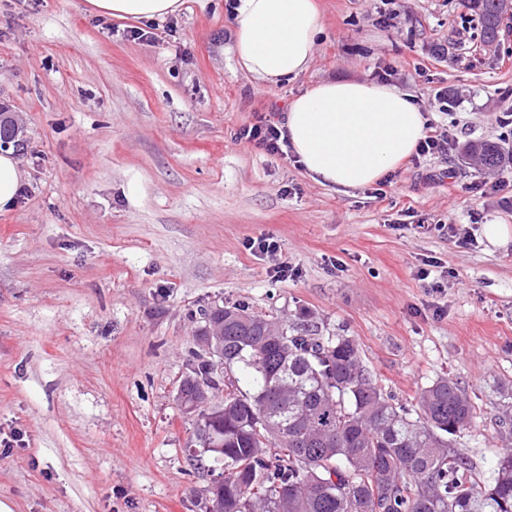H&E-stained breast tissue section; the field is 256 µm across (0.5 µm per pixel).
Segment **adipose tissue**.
Instances as JSON below:
<instances>
[{
	"label": "adipose tissue",
	"instance_id": "ef3b65f1",
	"mask_svg": "<svg viewBox=\"0 0 512 512\" xmlns=\"http://www.w3.org/2000/svg\"><path fill=\"white\" fill-rule=\"evenodd\" d=\"M92 12L153 20L178 13L182 0H88ZM323 29L315 0H238V62L273 87L310 66ZM426 117L410 95L362 80H324L296 96L282 127L298 164L316 182L348 192L383 181L415 153Z\"/></svg>",
	"mask_w": 512,
	"mask_h": 512
}]
</instances>
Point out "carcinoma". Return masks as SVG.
Wrapping results in <instances>:
<instances>
[{
    "label": "carcinoma",
    "instance_id": "1",
    "mask_svg": "<svg viewBox=\"0 0 512 512\" xmlns=\"http://www.w3.org/2000/svg\"><path fill=\"white\" fill-rule=\"evenodd\" d=\"M481 41H496L501 0H466ZM481 165L504 161L496 143L467 145ZM200 351L180 391L212 382L209 432L220 450L187 454L199 476L220 471L201 512H512V449L489 484L450 448L471 428L476 408L459 384L441 377L417 398L416 416L377 387L346 337L324 340L238 304L202 309ZM224 326V382L212 381L207 323ZM492 407L512 426V382L501 381Z\"/></svg>",
    "mask_w": 512,
    "mask_h": 512
}]
</instances>
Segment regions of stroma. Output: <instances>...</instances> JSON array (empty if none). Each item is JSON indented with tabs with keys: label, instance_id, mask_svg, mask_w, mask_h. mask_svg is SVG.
<instances>
[{
	"label": "stroma",
	"instance_id": "1",
	"mask_svg": "<svg viewBox=\"0 0 512 512\" xmlns=\"http://www.w3.org/2000/svg\"><path fill=\"white\" fill-rule=\"evenodd\" d=\"M225 3L184 0L142 41L87 0H0V107L23 128L12 151L28 174L0 213V501L13 512H200L207 483L183 454L192 425L175 390L195 314L228 302L291 325L309 312L407 408L458 380L477 418L452 446L482 483L511 444L489 393L512 380V243L488 246L482 226L512 225V163L481 196L470 187L486 170L462 147L512 150L498 121L512 113V27L484 48L464 0H402L392 29L382 0H318L308 70L270 87L240 67ZM379 72L457 148L344 194L235 137L269 104ZM268 235L292 277L245 250Z\"/></svg>",
	"mask_w": 512,
	"mask_h": 512
}]
</instances>
